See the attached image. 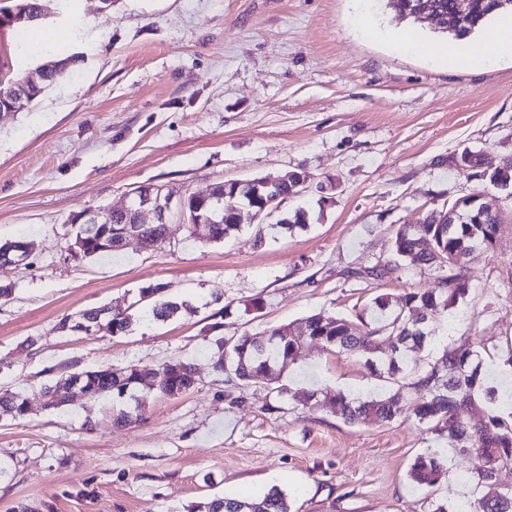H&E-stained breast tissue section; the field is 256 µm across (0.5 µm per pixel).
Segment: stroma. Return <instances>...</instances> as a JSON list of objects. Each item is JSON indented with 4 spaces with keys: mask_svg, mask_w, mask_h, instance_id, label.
I'll list each match as a JSON object with an SVG mask.
<instances>
[{
    "mask_svg": "<svg viewBox=\"0 0 512 512\" xmlns=\"http://www.w3.org/2000/svg\"><path fill=\"white\" fill-rule=\"evenodd\" d=\"M19 0H0V78L26 74ZM80 62L34 104L0 115V241L26 240L29 263L0 270V389L25 391V419L0 416V512H189L209 497L276 486L292 512H429L452 502L477 459L413 420L350 424L307 394L389 391L358 357L306 344L282 391L242 386L217 368L218 338L299 330L325 311L348 320L377 295L429 287L437 273L393 257L395 230L481 194L504 215L499 247L468 266L470 293L431 312L418 360L434 363L470 333L484 363L512 358V196L476 170L512 155V57L479 65L398 48L383 0H46ZM300 170L307 227L278 232L240 213L222 243L190 237L179 218L160 247L75 260L70 218L122 206L133 188L175 194ZM262 244H255V235ZM382 272L365 276V269ZM164 282L193 313L124 336L63 333L65 317L125 307ZM220 331H212L214 319ZM36 338L26 347L27 338ZM194 364L187 394L151 396L141 421L114 424L111 397L73 393L44 408L41 388L90 367ZM436 448L449 475L414 488L408 469Z\"/></svg>",
    "mask_w": 512,
    "mask_h": 512,
    "instance_id": "35a3bbf8",
    "label": "stroma"
}]
</instances>
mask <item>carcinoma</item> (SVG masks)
Masks as SVG:
<instances>
[{"label": "carcinoma", "mask_w": 512, "mask_h": 512, "mask_svg": "<svg viewBox=\"0 0 512 512\" xmlns=\"http://www.w3.org/2000/svg\"><path fill=\"white\" fill-rule=\"evenodd\" d=\"M386 9L395 18L412 19L417 0H384ZM441 20L440 32L457 40L469 37L500 12L512 11V0H471L466 23L458 25L454 18L455 0H431ZM58 78L48 71L35 83L23 78H0V109L15 103L20 106L32 102ZM482 177L495 184L498 180H512V156L504 157L494 169L482 171ZM188 211L202 220V230L191 229V235L207 243H222L240 228L232 213L221 212L214 200L190 195ZM455 223L436 224L433 214L420 224H401L395 232L394 257L408 266L439 269L438 276L428 288L410 290L398 296L381 294L357 314V331L352 323L339 316L316 313L306 319L305 334L292 335L286 328H272L262 336L244 334L219 342L224 353L218 358L227 377L243 386L266 385L279 382L287 363L296 359L308 339H316L328 349L349 352L365 361L371 371L384 381L398 386L391 395L370 394L351 398L332 391L313 392L308 400L315 407L326 408L349 424H367L372 421L390 423L401 417L411 418L427 430L445 438L448 447L458 454L474 455L479 468L469 477L479 492L469 503L468 512H512V490L502 489L492 479V472L503 466L512 467V412L500 411L501 399L496 387L487 384L482 373V358L474 349L470 337L461 335L455 345L445 350L437 365L429 370L417 367L416 357L430 343L431 336L419 323L427 311H448L469 294L467 263L474 253H488L494 249L503 219L497 213L484 211L474 197H462L453 205ZM278 228L292 233L305 227L307 215L302 210L284 213ZM136 230L164 244L169 237L167 224H93L79 225L69 241L74 245L83 240L79 259H92L121 251L119 231ZM158 295L144 301L134 295L124 308L93 307L79 313L75 319L65 317L59 324L62 332L76 331L82 323L104 330L111 335H125L145 321H168L195 309L185 301L169 296L166 283L151 284ZM195 367L188 361L172 360L158 369L129 366L125 368L93 367L80 372L82 385L88 397L95 400L106 394L135 401V406L120 409L114 421L131 425L138 420V412L145 399L135 395L140 388L155 390L163 396L174 391H188L195 385ZM73 375L61 377L54 384L42 387L45 408L58 410L68 402L66 390ZM412 394L406 403H400V391ZM484 409L479 422L464 420L461 411L471 404ZM0 413L14 419L27 415L26 397L20 392H0ZM448 476V468L437 450L418 455L409 469L413 485L433 488ZM190 512H292L287 493L277 486L260 496L239 499L233 496L215 497L200 501Z\"/></svg>", "instance_id": "cac0c4a2"}]
</instances>
